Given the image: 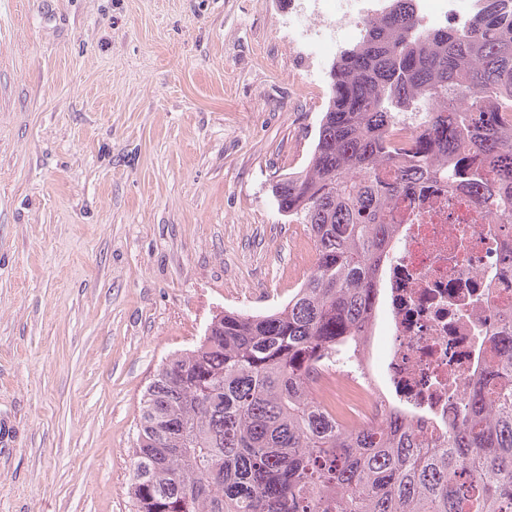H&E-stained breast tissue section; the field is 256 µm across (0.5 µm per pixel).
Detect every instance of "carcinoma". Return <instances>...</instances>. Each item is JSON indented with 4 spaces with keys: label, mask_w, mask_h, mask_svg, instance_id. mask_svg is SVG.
Returning a JSON list of instances; mask_svg holds the SVG:
<instances>
[{
    "label": "carcinoma",
    "mask_w": 512,
    "mask_h": 512,
    "mask_svg": "<svg viewBox=\"0 0 512 512\" xmlns=\"http://www.w3.org/2000/svg\"><path fill=\"white\" fill-rule=\"evenodd\" d=\"M389 2L336 61L306 166L272 186L315 268L287 304L222 312L159 370L131 459L137 512H512V349L439 441L398 410L340 426L310 390L318 364L358 369L394 236L386 212L404 190L439 179L481 191L486 163L512 239V0H484L465 31L422 34L413 0ZM407 120L415 143L400 151L390 132Z\"/></svg>",
    "instance_id": "obj_1"
}]
</instances>
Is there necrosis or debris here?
<instances>
[{
    "instance_id": "obj_1",
    "label": "necrosis or debris",
    "mask_w": 512,
    "mask_h": 512,
    "mask_svg": "<svg viewBox=\"0 0 512 512\" xmlns=\"http://www.w3.org/2000/svg\"><path fill=\"white\" fill-rule=\"evenodd\" d=\"M295 17L298 36L315 52L336 49L387 0H312ZM483 0H416L420 30L463 28ZM444 181L408 189L389 223L394 245L377 293L370 355L358 376L323 386V404L345 425L377 421L402 410L416 432L436 440L462 412L468 393L496 351V313L512 309V278L503 274L507 247L487 189Z\"/></svg>"
}]
</instances>
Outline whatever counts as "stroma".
<instances>
[{"instance_id":"stroma-1","label":"stroma","mask_w":512,"mask_h":512,"mask_svg":"<svg viewBox=\"0 0 512 512\" xmlns=\"http://www.w3.org/2000/svg\"><path fill=\"white\" fill-rule=\"evenodd\" d=\"M300 0H0V512H136L140 401L300 287L336 53Z\"/></svg>"}]
</instances>
